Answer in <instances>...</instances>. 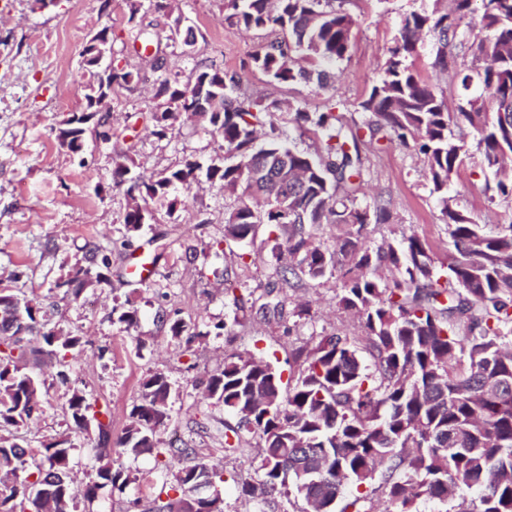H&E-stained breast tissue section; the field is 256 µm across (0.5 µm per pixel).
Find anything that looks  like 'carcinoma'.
Wrapping results in <instances>:
<instances>
[{"label":"carcinoma","instance_id":"obj_1","mask_svg":"<svg viewBox=\"0 0 512 512\" xmlns=\"http://www.w3.org/2000/svg\"><path fill=\"white\" fill-rule=\"evenodd\" d=\"M434 0L430 11L410 12L403 20L384 74L360 103L371 115L370 136L387 132L424 155L433 192L453 239L448 278L441 283L434 261L418 238L370 250L350 228L391 218L381 200L362 206L356 185L363 178L359 129L347 127L331 104L306 112L277 99L245 95L235 77L213 62L196 65L188 94L181 72L164 56L153 58L160 73L157 96L167 107L152 113L155 134L166 137L184 115L224 142L222 161L207 165L185 160L157 179H144L121 164L116 185L126 186L122 223L137 230L153 220L150 204L171 213L172 192L188 189L199 173L219 185L235 204L224 212V242L254 239L266 227L274 249L292 258L289 272L317 281L344 270L339 304L355 314L365 345L333 333L297 358L294 385L283 390L281 374L250 353L224 359L206 390L215 407L236 418L225 426L224 451H238L257 436L262 441L258 481L242 488L257 512H273L278 499L301 501L300 512H371L370 495L388 503L386 512H420L426 501L457 502L458 512H512V224L496 235L458 210L448 182L468 156V142L481 150L483 168L498 172L512 158V0H452L444 12ZM224 21L246 30L278 36L251 55L254 67L278 83L324 86L331 67L348 53L356 19L329 0H224ZM105 26L85 44L83 111L72 113L59 130L62 145L77 153L84 125L95 117L97 135L110 139L107 117L94 110L117 86H128L134 71L109 69L100 62L112 49ZM435 40L433 65L470 57L490 60L480 70L461 64L460 101L448 111L445 99L421 82L407 57L420 36ZM279 115L263 143L255 138L262 115ZM320 139V151L305 154L288 147L283 126ZM322 224H334L336 249L315 237ZM284 243H279V240ZM108 255L93 246L80 269L104 280ZM36 297L0 293V512H74L69 437L44 448H24L10 427L29 421L43 402V382L22 371L20 362L56 358L81 345L61 328L39 327ZM55 380L64 387L63 409L72 427L95 423L99 463L83 500L93 504L99 490L122 488L129 474L112 467L111 422L96 417L87 395L70 385L63 361ZM171 384L162 373L140 386L139 403L118 441L136 458L157 445L156 433L170 411ZM193 448L169 446L160 469L167 500L157 497L148 512H224L223 467L195 455Z\"/></svg>","mask_w":512,"mask_h":512}]
</instances>
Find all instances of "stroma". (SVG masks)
Instances as JSON below:
<instances>
[{
  "mask_svg": "<svg viewBox=\"0 0 512 512\" xmlns=\"http://www.w3.org/2000/svg\"><path fill=\"white\" fill-rule=\"evenodd\" d=\"M431 4L348 0L346 7L357 20L350 49L336 66L332 86L320 89L273 82L256 70L250 56L265 34L226 23L224 0H177L176 15L197 35L189 51L169 38L174 15L145 8L132 20L126 0H111L105 11L101 0H49L44 7L37 0H0V289L38 296L47 327L81 337V346L69 351L65 362L73 384L96 409L109 412L113 438L122 436L139 402L141 382L164 373L172 386L171 419L157 434L159 445L164 448L179 439L222 464L224 512H251L241 486L257 480L256 450L248 446L237 453L225 451L224 427L235 419L205 399L209 375L223 367L225 357L250 352L288 381L297 373L292 357L296 348L314 346L320 335L336 331L357 337L361 329L338 304L340 273L295 288L277 274L266 232L251 241L225 242L224 210L233 200L206 179L193 183L174 213L156 211L153 221L136 231L123 224L125 192L112 181L117 164L154 178L186 158L205 163L223 151L219 139L184 120L176 122L172 136L155 137L150 114L158 104L157 84L151 79L113 94L110 140L90 131L80 153L63 147L57 129L82 107L76 91L80 53L107 26L115 61L148 71L144 57L134 51L138 30L145 29L183 75H190L197 62L213 59L238 75L242 92L310 112L332 100L349 124L362 127L369 115L359 104L380 81L404 16ZM433 57L432 41L426 37L410 63L449 107H456L455 73L434 68ZM361 150L365 175L357 199L362 204L384 199L392 214L389 223L366 225L362 244L373 249L415 236L435 263L445 262L454 244L421 157L396 141H365ZM491 178L478 159L465 160L452 176L450 193L465 215L493 235L512 223V203L486 191ZM91 244L110 257L112 268L106 282L77 296L63 282ZM145 257L154 263L155 273L141 284L126 270ZM218 269L227 271L228 281L215 278ZM128 301L140 317L138 326L129 330L115 314ZM301 302L309 304L310 314L299 319L294 309ZM177 319L193 333V342L172 336L170 326ZM226 323L231 331H223ZM27 367L45 379L47 393L43 413L18 428L17 440L39 448L68 436L72 472L78 484H85L95 476L97 431L70 430L53 370L32 361ZM111 460L131 481L120 491L100 490L94 512H127L131 501L146 504L159 493L164 477L153 454L132 459L116 446Z\"/></svg>",
  "mask_w": 512,
  "mask_h": 512,
  "instance_id": "35a3bbf8",
  "label": "stroma"
}]
</instances>
